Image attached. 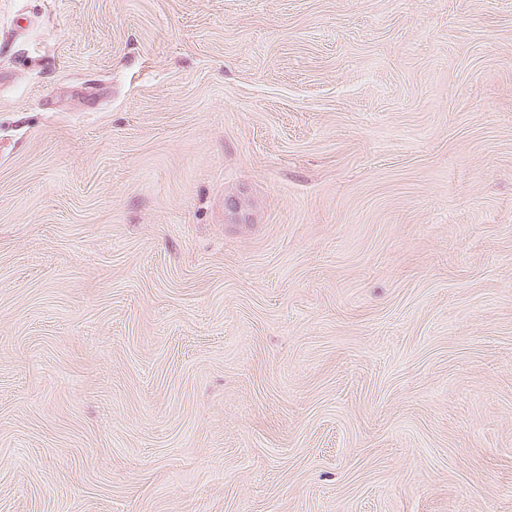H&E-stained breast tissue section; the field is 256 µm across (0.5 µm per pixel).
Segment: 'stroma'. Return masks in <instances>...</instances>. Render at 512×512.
<instances>
[{"instance_id":"obj_1","label":"stroma","mask_w":512,"mask_h":512,"mask_svg":"<svg viewBox=\"0 0 512 512\" xmlns=\"http://www.w3.org/2000/svg\"><path fill=\"white\" fill-rule=\"evenodd\" d=\"M0 512H512V0H0Z\"/></svg>"}]
</instances>
